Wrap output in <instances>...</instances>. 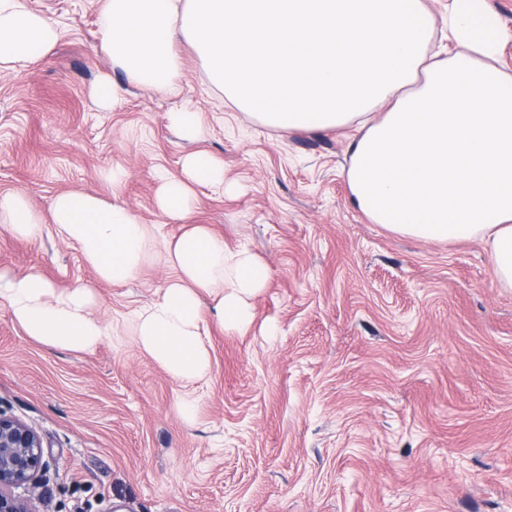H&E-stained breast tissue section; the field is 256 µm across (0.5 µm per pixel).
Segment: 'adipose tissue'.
<instances>
[{
	"instance_id": "1",
	"label": "adipose tissue",
	"mask_w": 512,
	"mask_h": 512,
	"mask_svg": "<svg viewBox=\"0 0 512 512\" xmlns=\"http://www.w3.org/2000/svg\"><path fill=\"white\" fill-rule=\"evenodd\" d=\"M99 27L125 77L102 79V104L119 107L130 83L180 95L184 40L211 82L260 123L356 127L346 178L357 207L421 241L480 240L512 288V73L499 62L512 33L488 0H448L443 16L424 0H104ZM60 36L27 0H0V73L47 54ZM198 186L224 187L223 163L204 151L185 156L181 177L163 178L160 210L188 221ZM48 226L100 281L125 283L154 258L173 276L129 322L109 327L87 285L60 291L36 271L0 275V302L26 336L81 351L128 336L185 383L211 366L201 296L224 331L242 334L269 278L261 260L204 224L164 239L122 203L83 191L56 195L45 215L22 193L0 194L1 228L35 239Z\"/></svg>"
}]
</instances>
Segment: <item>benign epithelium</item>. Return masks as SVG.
<instances>
[{
	"instance_id": "7a95c632",
	"label": "benign epithelium",
	"mask_w": 512,
	"mask_h": 512,
	"mask_svg": "<svg viewBox=\"0 0 512 512\" xmlns=\"http://www.w3.org/2000/svg\"><path fill=\"white\" fill-rule=\"evenodd\" d=\"M48 468L37 433L0 413V512H30L26 501L11 489L23 486L35 492Z\"/></svg>"
}]
</instances>
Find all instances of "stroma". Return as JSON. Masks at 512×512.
<instances>
[{"mask_svg":"<svg viewBox=\"0 0 512 512\" xmlns=\"http://www.w3.org/2000/svg\"><path fill=\"white\" fill-rule=\"evenodd\" d=\"M103 0H28L63 36L0 74V194L48 212L80 190L123 201L164 235L157 169L191 149L224 164L230 190L198 193L190 223L266 263L246 334L213 313L211 369L186 384L133 343L94 351L26 336L0 303V411L32 427L50 470L35 512H512V288L476 239L421 242L372 223L350 200L348 130L284 132L240 112L188 45L179 97L130 87L118 108L93 91L123 81L101 50ZM203 113L196 144L166 112ZM129 177L105 180L112 165ZM39 270L91 286L104 322L156 298L171 277L145 263L123 285L97 279L45 229L0 228V273ZM195 422L178 411L184 392Z\"/></svg>","mask_w":512,"mask_h":512,"instance_id":"35a3bbf8","label":"stroma"}]
</instances>
